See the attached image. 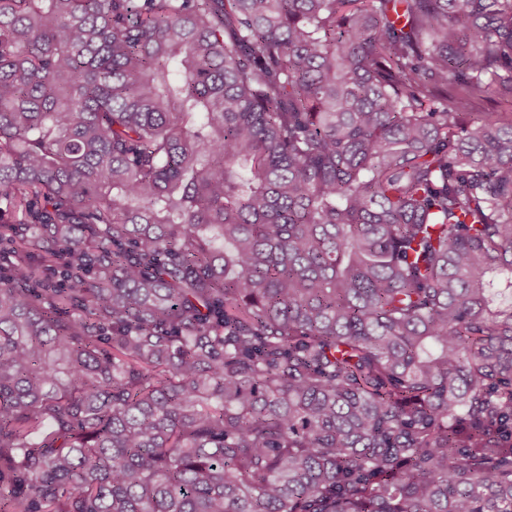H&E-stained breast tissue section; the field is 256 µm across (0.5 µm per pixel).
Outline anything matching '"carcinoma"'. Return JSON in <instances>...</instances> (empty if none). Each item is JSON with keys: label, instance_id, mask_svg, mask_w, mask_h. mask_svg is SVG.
<instances>
[{"label": "carcinoma", "instance_id": "obj_1", "mask_svg": "<svg viewBox=\"0 0 512 512\" xmlns=\"http://www.w3.org/2000/svg\"><path fill=\"white\" fill-rule=\"evenodd\" d=\"M512 0H0V512H512Z\"/></svg>", "mask_w": 512, "mask_h": 512}]
</instances>
